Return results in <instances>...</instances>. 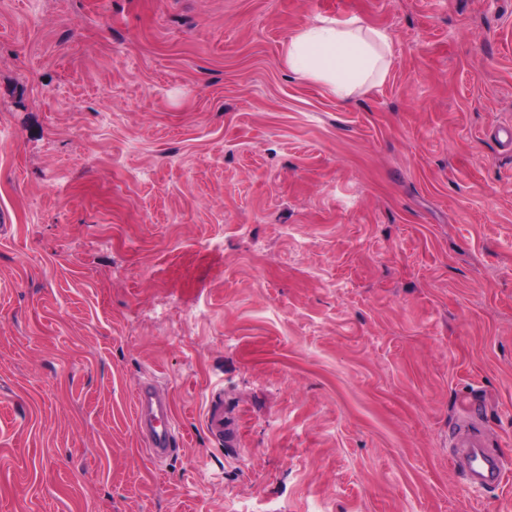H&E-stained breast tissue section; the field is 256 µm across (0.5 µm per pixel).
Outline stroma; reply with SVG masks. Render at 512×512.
Segmentation results:
<instances>
[{
    "label": "stroma",
    "instance_id": "obj_1",
    "mask_svg": "<svg viewBox=\"0 0 512 512\" xmlns=\"http://www.w3.org/2000/svg\"><path fill=\"white\" fill-rule=\"evenodd\" d=\"M350 16L342 103L285 54ZM498 129L512 0H0V512H512L450 457L512 463ZM391 36L355 16L320 17L288 40L285 61L295 75L320 84L337 101L382 83L390 65ZM137 430L154 461H163L180 448L181 436L176 430L170 404L160 397L151 382L141 384L134 395ZM206 425L208 432L219 443H224V437L227 443L233 441V435L224 431V407L218 401H212L206 416ZM457 465L465 472L470 484L481 490L498 485L506 470L505 463L496 453L487 448L481 430L473 426L454 437Z\"/></svg>",
    "mask_w": 512,
    "mask_h": 512
}]
</instances>
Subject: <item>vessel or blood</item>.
Masks as SVG:
<instances>
[{"instance_id":"obj_1","label":"vessel or blood","mask_w":512,"mask_h":512,"mask_svg":"<svg viewBox=\"0 0 512 512\" xmlns=\"http://www.w3.org/2000/svg\"><path fill=\"white\" fill-rule=\"evenodd\" d=\"M137 430L153 460L163 461L180 447L181 436L175 427L170 404L160 397L153 383L141 384L133 400ZM458 467L470 484L478 489L500 483L505 463L490 450L479 428H469L454 437Z\"/></svg>"}]
</instances>
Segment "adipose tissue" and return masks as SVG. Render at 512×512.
Listing matches in <instances>:
<instances>
[{
    "label": "adipose tissue",
    "mask_w": 512,
    "mask_h": 512,
    "mask_svg": "<svg viewBox=\"0 0 512 512\" xmlns=\"http://www.w3.org/2000/svg\"><path fill=\"white\" fill-rule=\"evenodd\" d=\"M391 36L358 17H321L288 40L285 61L295 75L320 84L337 101L382 83L390 65Z\"/></svg>",
    "instance_id": "obj_1"
}]
</instances>
